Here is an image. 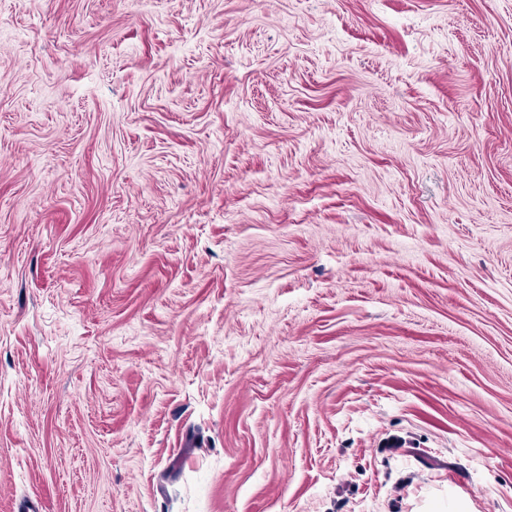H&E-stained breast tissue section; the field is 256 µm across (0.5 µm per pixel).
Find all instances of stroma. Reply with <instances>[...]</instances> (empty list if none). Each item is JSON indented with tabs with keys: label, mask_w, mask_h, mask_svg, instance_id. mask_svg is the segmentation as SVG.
<instances>
[{
	"label": "stroma",
	"mask_w": 512,
	"mask_h": 512,
	"mask_svg": "<svg viewBox=\"0 0 512 512\" xmlns=\"http://www.w3.org/2000/svg\"><path fill=\"white\" fill-rule=\"evenodd\" d=\"M0 512H512V0H0Z\"/></svg>",
	"instance_id": "1"
}]
</instances>
